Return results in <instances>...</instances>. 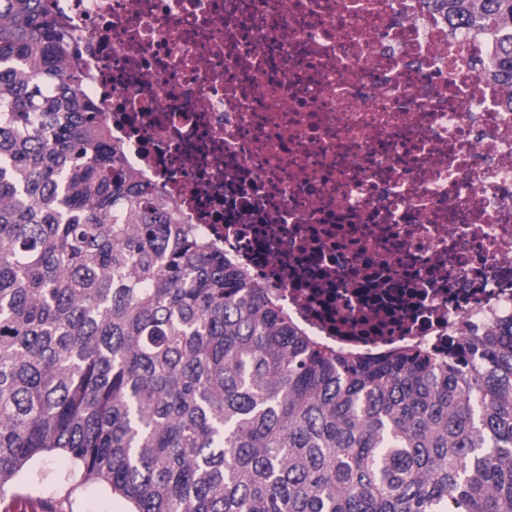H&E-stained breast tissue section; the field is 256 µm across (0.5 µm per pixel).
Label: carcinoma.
Here are the masks:
<instances>
[{"instance_id": "carcinoma-1", "label": "carcinoma", "mask_w": 512, "mask_h": 512, "mask_svg": "<svg viewBox=\"0 0 512 512\" xmlns=\"http://www.w3.org/2000/svg\"><path fill=\"white\" fill-rule=\"evenodd\" d=\"M509 89L512 0H436ZM43 0H0V495L61 451L130 512H512V316L335 350L125 166Z\"/></svg>"}]
</instances>
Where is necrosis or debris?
<instances>
[{"label": "necrosis or debris", "mask_w": 512, "mask_h": 512, "mask_svg": "<svg viewBox=\"0 0 512 512\" xmlns=\"http://www.w3.org/2000/svg\"><path fill=\"white\" fill-rule=\"evenodd\" d=\"M127 165L310 335L512 314V113L429 0H49Z\"/></svg>", "instance_id": "4bbe7bcc"}]
</instances>
